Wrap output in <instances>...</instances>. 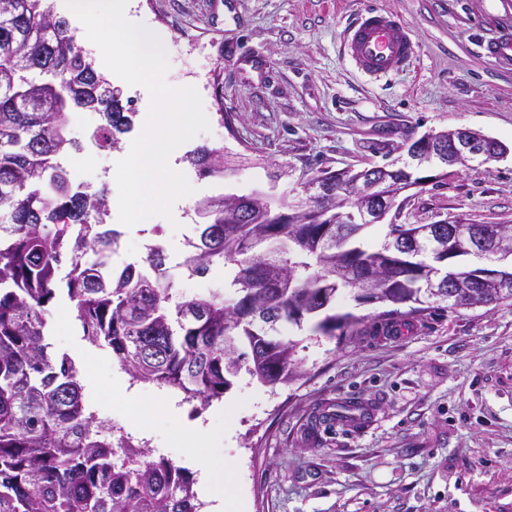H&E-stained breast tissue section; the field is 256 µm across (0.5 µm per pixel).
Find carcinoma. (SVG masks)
Masks as SVG:
<instances>
[{"label":"carcinoma","mask_w":512,"mask_h":512,"mask_svg":"<svg viewBox=\"0 0 512 512\" xmlns=\"http://www.w3.org/2000/svg\"><path fill=\"white\" fill-rule=\"evenodd\" d=\"M88 109L101 121L90 140L120 147L133 128L115 92L77 44L69 21L47 0H0V512H201L188 470L100 421L84 398L72 358L47 342L50 305L71 301L83 336L111 349L132 380L179 393L200 413L246 371L260 384L286 385L299 370L296 343L275 338L277 326L314 322L327 336L361 318L329 313L342 290L357 304H391L385 321L409 318L427 304L456 308L512 300V228L499 255L460 273L461 298L448 297L434 265L407 262L385 244L411 243L437 262L467 257L474 233L492 224H456L459 249L448 255L446 224H390L384 243L362 242L369 224H330L317 205L284 202L270 210L247 196L238 221L224 195L194 205L196 234L186 240L182 268L204 277L228 268L236 298H175L164 248H148L144 264L111 267L121 232L107 227L106 187L73 182L60 159L81 149L70 136L73 115ZM222 149L197 147L186 160L201 178L224 177ZM407 310L402 311L400 307ZM349 402L315 417L345 418Z\"/></svg>","instance_id":"1"}]
</instances>
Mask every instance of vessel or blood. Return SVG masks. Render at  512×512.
Returning <instances> with one entry per match:
<instances>
[{
    "instance_id": "1",
    "label": "vessel or blood",
    "mask_w": 512,
    "mask_h": 512,
    "mask_svg": "<svg viewBox=\"0 0 512 512\" xmlns=\"http://www.w3.org/2000/svg\"><path fill=\"white\" fill-rule=\"evenodd\" d=\"M341 48L358 70L374 77L409 65L413 57L409 28L377 9L352 18L343 31Z\"/></svg>"
}]
</instances>
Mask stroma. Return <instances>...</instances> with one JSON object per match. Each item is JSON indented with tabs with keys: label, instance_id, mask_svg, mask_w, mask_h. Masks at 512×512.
I'll list each match as a JSON object with an SVG mask.
<instances>
[{
	"label": "stroma",
	"instance_id": "obj_1",
	"mask_svg": "<svg viewBox=\"0 0 512 512\" xmlns=\"http://www.w3.org/2000/svg\"><path fill=\"white\" fill-rule=\"evenodd\" d=\"M136 22L167 52L170 86L200 94L209 132L181 145L225 148L252 165L199 178L197 196L269 186L283 167L288 192L301 173L383 165L399 147L434 131L468 128L512 148V58L482 48L512 30V0H133ZM371 5L408 24L417 56L374 79L340 53L348 19ZM136 113L118 150L70 153L93 187L117 199L114 170L142 131L149 95L120 78ZM404 224H511L512 152L450 168L434 183L398 194ZM192 207L151 227L169 257L192 236ZM336 313L360 316L354 330L326 336L288 326L299 375L269 388L240 374L200 414L170 413L172 392L135 383L111 351L84 339L67 297L50 307L48 340L81 371L85 400L152 455L196 470L186 433L200 424L224 433L223 466L235 468L245 512H512V301L451 309L434 303L410 329L377 334L379 304L337 294ZM140 400H127L129 390ZM356 402L366 420L311 431L310 415Z\"/></svg>",
	"mask_w": 512,
	"mask_h": 512
}]
</instances>
